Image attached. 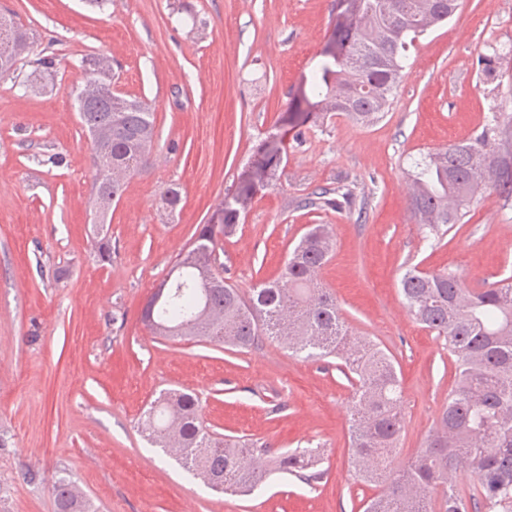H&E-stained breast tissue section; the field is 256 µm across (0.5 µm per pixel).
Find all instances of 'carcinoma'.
Wrapping results in <instances>:
<instances>
[{
  "label": "carcinoma",
  "instance_id": "carcinoma-1",
  "mask_svg": "<svg viewBox=\"0 0 512 512\" xmlns=\"http://www.w3.org/2000/svg\"><path fill=\"white\" fill-rule=\"evenodd\" d=\"M351 19L338 25L335 44L343 53L324 54L310 83L314 102L302 122L327 113L370 124L390 106L403 78L405 52L416 39L448 21L459 0H339ZM32 33L0 14V57L16 39ZM96 55L81 58L83 82L112 83L114 72L95 68ZM55 55L35 61L23 81L32 91L53 81ZM115 111L110 96L78 108L91 139L94 207L118 202L126 180H109L114 164L133 176L152 159L154 112L144 102L123 98ZM277 155L263 146L261 158L240 178L233 201L197 228L180 252L169 278L156 287L160 297L142 318L161 338L202 337L239 350L272 336L296 354L313 360L336 357L355 386L350 436L354 471L364 482L385 483L364 512H512V276L473 290L448 271L410 267L401 281L404 303L415 320L448 342L456 357L458 382L448 395L422 447L400 469L387 463L403 429L402 386L393 359L376 343L351 334L341 321L333 294L319 273L330 260L335 236L327 224H312L289 253L280 277L247 294L220 273V241L234 235L240 215L251 206L256 187L278 180ZM409 209L424 238L439 239L463 223L479 196L512 203V114L495 112L476 137L430 151L409 173ZM158 448L209 486L252 492L269 473L296 477L312 486L323 478L320 455L312 448L271 454L264 441L217 437L201 422L196 395L179 390L160 394L144 423ZM469 472L472 495L458 489L457 472ZM442 493L439 508L433 495ZM57 512H95L92 500L67 475L53 485Z\"/></svg>",
  "mask_w": 512,
  "mask_h": 512
}]
</instances>
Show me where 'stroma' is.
I'll return each mask as SVG.
<instances>
[{"label": "stroma", "instance_id": "obj_1", "mask_svg": "<svg viewBox=\"0 0 512 512\" xmlns=\"http://www.w3.org/2000/svg\"><path fill=\"white\" fill-rule=\"evenodd\" d=\"M34 35L30 61L0 76V512H55L68 473L98 512H363L378 486L357 481L353 388L336 359L310 360L272 340L238 350L201 338L151 336L141 310L176 256L237 191L260 144L283 149L280 177L258 189L225 239L224 277L242 290L277 278L308 225L330 224L322 269L356 335L401 371L404 428L393 466L421 448L456 382L444 339L403 303L407 265L447 270L468 288L512 276V206L485 194L441 241L409 211L408 172L421 155L469 140L493 113H512V0H460L411 47L389 110L369 126L328 115L301 126L305 77L339 20L336 0H0ZM206 21L192 29L193 18ZM56 54L52 85L21 83ZM118 63L117 86L148 102L152 162L112 209V260L91 233L90 141L77 117L83 55ZM58 153L60 167L41 164ZM350 186L367 209L300 207L311 191ZM181 192L175 212L161 198ZM202 403L209 432L274 450L316 447L325 476L307 486L274 475L250 495L206 487L143 437L161 390Z\"/></svg>", "mask_w": 512, "mask_h": 512}]
</instances>
